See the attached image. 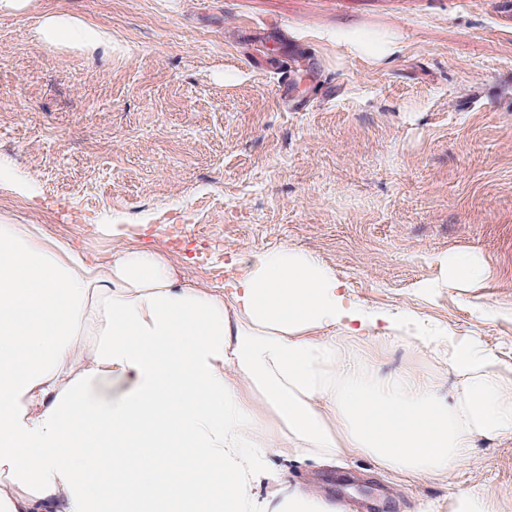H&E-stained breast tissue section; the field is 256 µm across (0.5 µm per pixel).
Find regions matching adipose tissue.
Wrapping results in <instances>:
<instances>
[{
    "label": "adipose tissue",
    "mask_w": 512,
    "mask_h": 512,
    "mask_svg": "<svg viewBox=\"0 0 512 512\" xmlns=\"http://www.w3.org/2000/svg\"><path fill=\"white\" fill-rule=\"evenodd\" d=\"M45 42L102 33L46 17ZM442 287L482 282L441 258ZM335 271L290 246L247 253L224 287L180 281L152 247L88 263L38 224L0 220V512H336L297 488L258 504L268 456L366 455L446 477L478 439L512 443V365L450 346L452 392L357 365L352 340L395 317L345 306ZM125 390L96 397V383Z\"/></svg>",
    "instance_id": "1"
}]
</instances>
